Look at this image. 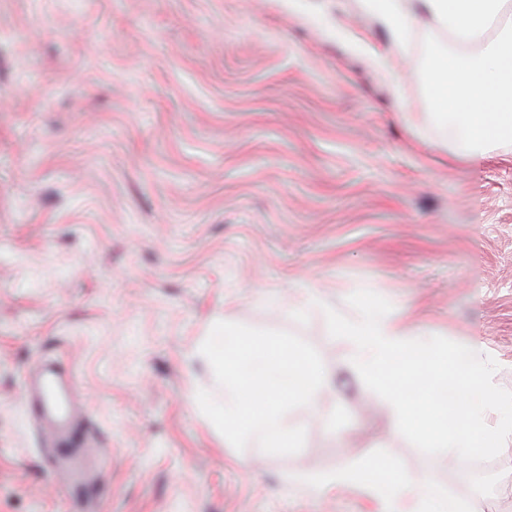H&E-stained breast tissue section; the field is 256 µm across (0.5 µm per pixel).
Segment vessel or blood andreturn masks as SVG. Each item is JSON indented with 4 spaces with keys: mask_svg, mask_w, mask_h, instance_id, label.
<instances>
[{
    "mask_svg": "<svg viewBox=\"0 0 512 512\" xmlns=\"http://www.w3.org/2000/svg\"><path fill=\"white\" fill-rule=\"evenodd\" d=\"M76 390L73 374L52 359L27 378L26 402L31 414L54 438L69 446L68 451L48 457L49 470L73 487L90 489L97 496L104 487L94 475V463L80 444L72 440V431L79 420Z\"/></svg>",
    "mask_w": 512,
    "mask_h": 512,
    "instance_id": "b4317fda",
    "label": "vessel or blood"
}]
</instances>
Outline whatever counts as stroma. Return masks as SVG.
I'll list each match as a JSON object with an SVG mask.
<instances>
[{
	"label": "stroma",
	"instance_id": "stroma-1",
	"mask_svg": "<svg viewBox=\"0 0 512 512\" xmlns=\"http://www.w3.org/2000/svg\"><path fill=\"white\" fill-rule=\"evenodd\" d=\"M441 43L399 51L355 0H0V512H73L24 405L58 356L109 487L88 512H380L288 481L374 463L512 512V441L478 477L423 454L322 311L289 306L310 288L349 317L374 291L512 391V148L467 161L433 126ZM219 321L319 352L332 389L289 412L300 452L237 451L201 411Z\"/></svg>",
	"mask_w": 512,
	"mask_h": 512
}]
</instances>
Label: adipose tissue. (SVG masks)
Listing matches in <instances>:
<instances>
[{"instance_id": "ef3b65f1", "label": "adipose tissue", "mask_w": 512, "mask_h": 512, "mask_svg": "<svg viewBox=\"0 0 512 512\" xmlns=\"http://www.w3.org/2000/svg\"><path fill=\"white\" fill-rule=\"evenodd\" d=\"M361 8L388 27L407 48L421 30L445 37L434 55L430 94L432 117L448 133L457 154L484 158L512 145V0H359ZM318 486L350 487L372 493L381 512H464L465 506L440 487L380 464L339 470Z\"/></svg>"}]
</instances>
